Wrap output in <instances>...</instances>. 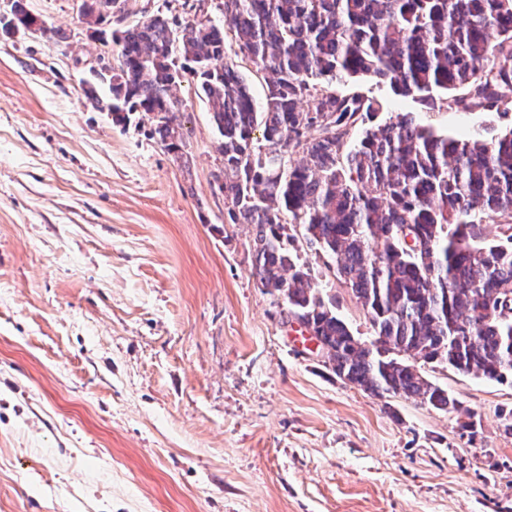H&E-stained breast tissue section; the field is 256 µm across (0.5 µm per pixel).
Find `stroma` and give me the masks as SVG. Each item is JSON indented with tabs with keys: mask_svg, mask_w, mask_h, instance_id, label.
<instances>
[{
	"mask_svg": "<svg viewBox=\"0 0 512 512\" xmlns=\"http://www.w3.org/2000/svg\"><path fill=\"white\" fill-rule=\"evenodd\" d=\"M81 0H27L43 35L0 38V512H512V379L422 364L448 414L341 382L258 288L254 227L224 221L220 137L178 87L187 160L84 93L103 47ZM223 24L222 0H129ZM377 123L455 139L512 114L418 103L365 80ZM300 257L355 336L368 317Z\"/></svg>",
	"mask_w": 512,
	"mask_h": 512,
	"instance_id": "35a3bbf8",
	"label": "stroma"
}]
</instances>
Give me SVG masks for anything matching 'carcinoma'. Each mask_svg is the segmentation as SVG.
<instances>
[{
  "instance_id": "obj_1",
  "label": "carcinoma",
  "mask_w": 512,
  "mask_h": 512,
  "mask_svg": "<svg viewBox=\"0 0 512 512\" xmlns=\"http://www.w3.org/2000/svg\"><path fill=\"white\" fill-rule=\"evenodd\" d=\"M126 2L82 0L80 17L98 25L110 19L100 5ZM11 9L18 26L37 23L25 0ZM222 10V27L200 19L176 29L156 14L112 32L100 58L112 75L94 73L112 91V120L140 114L184 158L175 90L185 63L194 64L222 139L214 190L224 222L254 225L257 286L304 320L342 382L452 413L458 400L415 361L512 377V129L491 140L448 139L406 113L355 142L358 122L380 104L316 84L370 77L420 101L462 89L456 105L511 111L512 0H223ZM228 37L263 76V102L226 59ZM300 153L304 160L293 161ZM289 224L333 261L373 341L354 336L323 298L309 264L289 248ZM403 224L431 247L407 245ZM486 224L499 227V240L486 241Z\"/></svg>"
}]
</instances>
